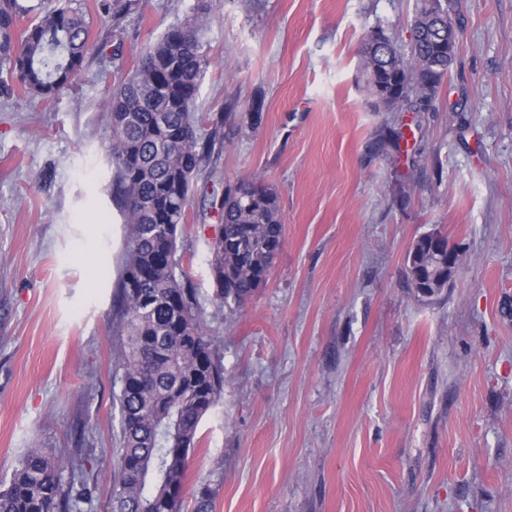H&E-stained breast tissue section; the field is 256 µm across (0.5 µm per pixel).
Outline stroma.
<instances>
[{
    "label": "stroma",
    "mask_w": 512,
    "mask_h": 512,
    "mask_svg": "<svg viewBox=\"0 0 512 512\" xmlns=\"http://www.w3.org/2000/svg\"><path fill=\"white\" fill-rule=\"evenodd\" d=\"M77 2L92 50L76 84L49 104L0 96V485L27 449L80 448L81 512H112L125 226L103 105L198 0H140L117 31ZM415 8L212 0L198 110L237 109L197 181L260 178L285 218L240 308L215 296L201 195L178 239L224 368L187 467L213 512H512V0H448L455 59L433 111H376L362 45L381 30L407 47ZM398 123L399 158L374 153ZM434 230L462 262L423 300L407 252Z\"/></svg>",
    "instance_id": "stroma-1"
}]
</instances>
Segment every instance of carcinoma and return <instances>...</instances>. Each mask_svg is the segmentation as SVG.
Instances as JSON below:
<instances>
[{
    "label": "carcinoma",
    "instance_id": "obj_1",
    "mask_svg": "<svg viewBox=\"0 0 512 512\" xmlns=\"http://www.w3.org/2000/svg\"><path fill=\"white\" fill-rule=\"evenodd\" d=\"M139 6L140 0L99 3L115 29ZM31 11L22 0H0V95L18 87L49 104L82 71L89 28L81 8L66 6L17 29ZM210 11L200 0L192 18L147 46L133 72L116 70L104 104L112 199L126 224L114 298L126 343L119 359L121 441L112 512H186L187 457L199 445L200 420L224 391V371L213 357L194 289L177 273L178 231L194 176L224 144V113H195L210 66L202 43ZM450 25L448 0H417L408 55L382 32L364 42L360 73L376 108L432 109L448 77V55H438L436 45L448 41ZM212 208L221 224L209 259L217 298L241 307L267 281L284 217L277 195L252 179L224 187ZM407 262L410 287L424 298L417 271L441 272L447 252L422 245ZM87 462L80 448L66 456L29 449L0 490V512H80L89 488L73 474L86 472Z\"/></svg>",
    "mask_w": 512,
    "mask_h": 512
}]
</instances>
